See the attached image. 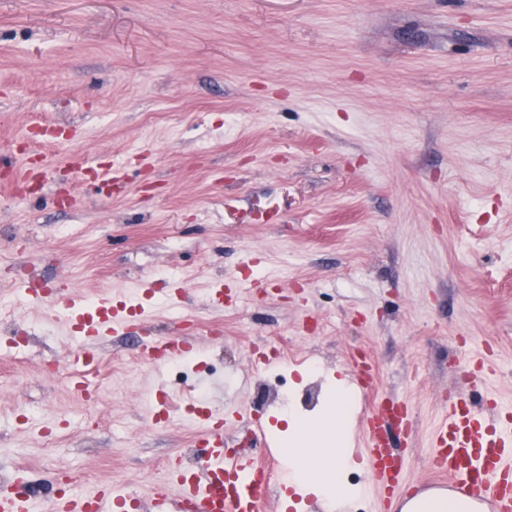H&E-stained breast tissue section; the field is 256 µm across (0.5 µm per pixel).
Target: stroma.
Wrapping results in <instances>:
<instances>
[{"instance_id": "stroma-1", "label": "stroma", "mask_w": 512, "mask_h": 512, "mask_svg": "<svg viewBox=\"0 0 512 512\" xmlns=\"http://www.w3.org/2000/svg\"><path fill=\"white\" fill-rule=\"evenodd\" d=\"M118 159L116 182L75 173ZM19 267L144 305L103 345L92 400L47 376L75 346ZM16 322L29 358L0 355V482L59 469L146 498L199 456L184 392L223 411L226 448L274 458L263 512H378L366 483L343 509L288 489L280 448L289 421L320 416L313 377L325 404L340 381L358 400L346 474L366 471L371 406L401 397L406 477H424L454 370L485 351L488 394L512 405V0H0V328ZM146 328L187 334L213 372L145 364ZM282 346L293 407L262 412L257 355Z\"/></svg>"}]
</instances>
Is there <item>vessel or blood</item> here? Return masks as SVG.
<instances>
[{
    "mask_svg": "<svg viewBox=\"0 0 512 512\" xmlns=\"http://www.w3.org/2000/svg\"><path fill=\"white\" fill-rule=\"evenodd\" d=\"M30 301L63 315L77 334L81 347L71 367L81 384L100 364L99 343L144 314L143 305L109 297L101 298L95 311H82L65 283L43 289ZM193 350V344L180 337L142 344L144 360L154 367ZM488 371L486 361L471 360L460 365L456 375L475 389L485 384ZM387 408L380 403L363 421V458L372 487L383 494L385 512H402L422 490L454 496L463 503L462 512H512V412L491 414L471 398L450 396L429 436L431 475L409 487L401 481L404 458L390 451L391 432L383 421ZM203 430L204 452L196 471L187 474L178 463H170L164 479L148 492L151 512H260L270 487L258 483V463L246 455L225 453L224 433L212 415L204 416ZM141 503L107 485L85 497L74 496L65 486L56 497L57 512H140Z\"/></svg>",
    "mask_w": 512,
    "mask_h": 512,
    "instance_id": "obj_1",
    "label": "vessel or blood"
}]
</instances>
